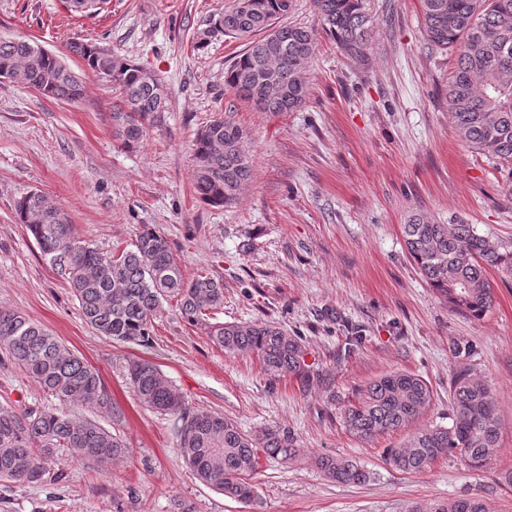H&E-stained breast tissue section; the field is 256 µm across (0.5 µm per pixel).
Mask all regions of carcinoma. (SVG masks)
I'll return each mask as SVG.
<instances>
[{"label": "carcinoma", "instance_id": "carcinoma-1", "mask_svg": "<svg viewBox=\"0 0 512 512\" xmlns=\"http://www.w3.org/2000/svg\"><path fill=\"white\" fill-rule=\"evenodd\" d=\"M320 29L285 22L292 0H234L213 16L195 42L205 50L221 35L245 41L243 52L226 72L234 96L262 112H295L306 102V64L315 53L318 31L330 35L350 58L363 56L370 19L362 0H314ZM426 41L457 54L446 100L452 134L472 151L508 169L512 179V0H420ZM72 54L111 82L114 134L136 149L148 133L151 116L168 110V95L146 66L88 43L73 42ZM0 77L64 101L82 96L78 77L60 57L23 38H0ZM193 188L212 207L234 204L252 182L247 134L219 116L210 120L193 144ZM52 268L70 285L82 315L101 335L141 343L150 336L163 303L176 300L182 317L203 328L210 341L228 354H256L272 378L290 373L301 387L317 382L333 393V379L306 362L305 346L269 322L209 323L206 310L224 304V283L209 275L187 281L167 238L144 224L132 248L104 254L81 240L60 205L31 191L15 204ZM405 246L424 280L455 310L483 316L494 302L487 276L492 268L512 278V244L494 241L474 224H439L416 215L403 225ZM0 356L33 378L57 399L60 409H0V482L49 485L67 478L50 463L62 453L98 464L128 454L124 441L100 421L83 413L95 407L112 418L123 411L99 371L81 360L49 330L24 314L0 310ZM128 380L139 402L176 417L179 451L205 485L239 502L256 505L259 494L249 483L259 454L293 460L301 448L289 432L268 430L259 439L231 420L185 402L153 363L129 364ZM452 424L420 428L400 447L388 448L385 462L404 473H421L440 457L457 453L471 468L491 463L500 448V423L492 389L467 372L451 379ZM433 402L427 381L408 372H392L369 383L358 403L344 411L346 428L362 441L404 429ZM314 463L341 484H364L369 473L344 456L318 455ZM408 512H486L477 496L436 501L429 510Z\"/></svg>", "mask_w": 512, "mask_h": 512}]
</instances>
